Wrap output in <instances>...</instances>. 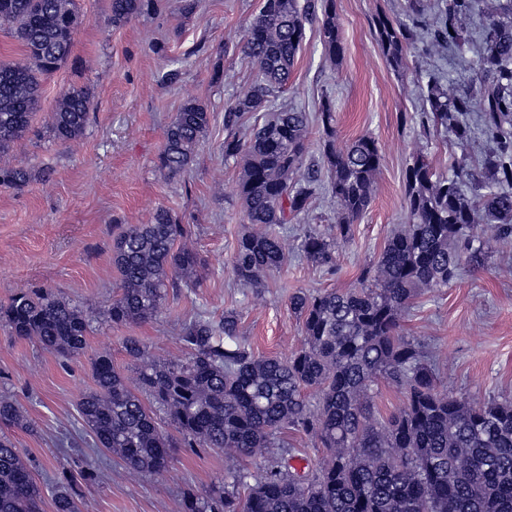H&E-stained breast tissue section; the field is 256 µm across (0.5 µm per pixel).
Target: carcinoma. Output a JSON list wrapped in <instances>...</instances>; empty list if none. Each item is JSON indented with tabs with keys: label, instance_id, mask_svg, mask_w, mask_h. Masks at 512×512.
Listing matches in <instances>:
<instances>
[{
	"label": "carcinoma",
	"instance_id": "cac0c4a2",
	"mask_svg": "<svg viewBox=\"0 0 512 512\" xmlns=\"http://www.w3.org/2000/svg\"><path fill=\"white\" fill-rule=\"evenodd\" d=\"M152 0H111L112 25L131 21ZM413 24H424L428 46L459 55L472 50L465 23L480 11L479 0H407ZM436 11L437 20L428 16ZM321 13L320 37L328 59L344 52L334 0H261L248 20L241 52L256 76L224 108V158L242 161L237 198L255 229L237 242L231 272L263 288L288 256V224L322 191L336 202V230L303 235L302 255L330 272L336 240L369 208L383 155L377 141L362 135L336 146L333 102L325 98L315 120L323 138V168L307 164L310 114L270 111L288 83L305 37L306 23ZM0 22L23 51L21 60L0 63V154L32 125L43 78L68 61L81 23L75 0H0ZM376 41L396 70L412 45L411 30L383 13L373 20ZM478 84L457 92L429 72L422 83L426 107L422 127L442 128L459 145L468 141L463 120L482 113L481 133L489 144L481 174L460 158L447 176L437 175L422 156L407 168L406 224L387 241L356 286L288 298L302 320V348L287 359L257 357L240 339L232 311L214 322L198 317L179 336L182 360L154 359L136 337L124 341L138 371L129 381L101 354L93 361L95 387L84 393L78 412L99 448L117 455L137 473L169 470L175 447L157 411L175 426L184 443L253 457L277 445L292 426L318 438L329 455L316 473L273 468L263 474L238 470L215 496L185 498L181 512H512V400H477L441 390L436 369L419 343L400 335L401 312L423 291L448 287L461 263L484 266L488 244L472 233L481 219L497 238L512 241V0H493L485 10L475 54ZM92 91H65L46 128L59 142L84 135ZM210 125V112L184 102L167 127L159 154L170 177L195 161ZM24 167L0 168V185L20 189ZM190 225L159 208L149 224H128L115 237L112 262L119 293L105 310L116 325L156 318L169 292L198 284L199 253L189 244ZM0 329L38 343L65 360L78 358L92 332V319L78 304L47 288H33L0 305ZM383 379L404 397L384 417L372 403ZM319 397L310 404L305 391ZM0 424L31 428L25 412L0 397ZM54 512H78L70 471L61 468L51 491ZM41 490L32 464L0 436V512H41Z\"/></svg>",
	"mask_w": 512,
	"mask_h": 512
}]
</instances>
